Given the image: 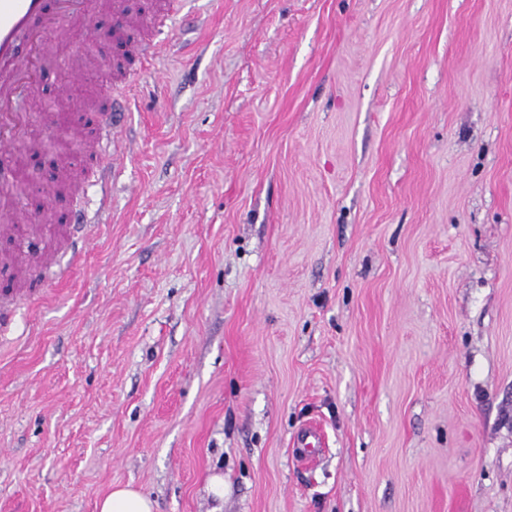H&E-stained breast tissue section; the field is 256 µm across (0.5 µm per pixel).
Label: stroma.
I'll list each match as a JSON object with an SVG mask.
<instances>
[{"label":"stroma","mask_w":512,"mask_h":512,"mask_svg":"<svg viewBox=\"0 0 512 512\" xmlns=\"http://www.w3.org/2000/svg\"><path fill=\"white\" fill-rule=\"evenodd\" d=\"M112 20L82 81L54 32L77 185L0 235V512H512V0H185L140 71ZM112 96L57 284L19 252L69 258ZM108 112L110 121L112 122V129H115L119 126H121V123L123 121V114L121 112H116L115 107H112ZM110 121L107 119V121L104 123V129H105V137L102 141V150L105 154V156L112 155V164L115 161V156L118 153L119 148V140L114 137V134L111 136L110 134ZM111 163H106L102 169L100 170V173L98 175L96 183L100 184H106L109 175L112 172V168L114 170V165ZM98 512H155V502L129 485L117 486L97 503Z\"/></svg>","instance_id":"obj_1"}]
</instances>
